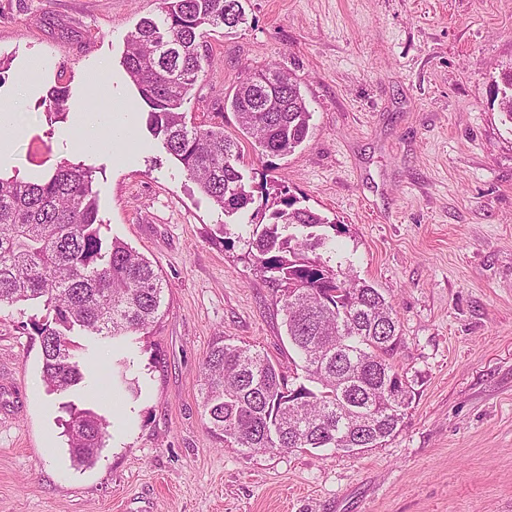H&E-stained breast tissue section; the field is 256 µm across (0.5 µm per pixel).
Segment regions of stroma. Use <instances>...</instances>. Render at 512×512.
Instances as JSON below:
<instances>
[{
    "label": "stroma",
    "instance_id": "obj_1",
    "mask_svg": "<svg viewBox=\"0 0 512 512\" xmlns=\"http://www.w3.org/2000/svg\"><path fill=\"white\" fill-rule=\"evenodd\" d=\"M245 21L212 34L211 63L186 112L237 135L224 97L276 64L312 113L305 142L267 157L241 138L237 168L264 223L275 193L338 228L319 252L394 305L395 359L411 402L382 446L257 452L208 429L201 368L216 338L293 367L281 305L256 276L236 219L137 121L124 162L74 152L61 136L78 99L112 109L139 94L126 37L159 0H0V99L27 94L12 175L63 161L94 170L101 233L158 268L165 315L150 336L92 346L123 362L72 396L42 380L43 307L0 306V512H512V0H241ZM41 76L24 82L30 62ZM109 63L110 85L89 82ZM69 86L66 116L50 89ZM228 225V243L211 237ZM107 422L89 467L71 460L67 402Z\"/></svg>",
    "mask_w": 512,
    "mask_h": 512
}]
</instances>
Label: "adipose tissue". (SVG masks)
Segmentation results:
<instances>
[{
    "label": "adipose tissue",
    "instance_id": "obj_1",
    "mask_svg": "<svg viewBox=\"0 0 512 512\" xmlns=\"http://www.w3.org/2000/svg\"><path fill=\"white\" fill-rule=\"evenodd\" d=\"M135 117V108L130 103L107 112L89 110L79 113L76 145L85 152L107 150L113 159L123 160L128 152L129 129Z\"/></svg>",
    "mask_w": 512,
    "mask_h": 512
}]
</instances>
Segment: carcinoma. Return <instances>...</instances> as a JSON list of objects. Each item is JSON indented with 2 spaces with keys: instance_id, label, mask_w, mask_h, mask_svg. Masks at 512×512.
I'll return each mask as SVG.
<instances>
[{
  "instance_id": "1",
  "label": "carcinoma",
  "mask_w": 512,
  "mask_h": 512,
  "mask_svg": "<svg viewBox=\"0 0 512 512\" xmlns=\"http://www.w3.org/2000/svg\"><path fill=\"white\" fill-rule=\"evenodd\" d=\"M243 20L240 0H160L158 18L127 37L123 65L147 107L145 121L222 212L242 213L253 192L237 174L238 143L216 123L187 118L184 104L209 58L216 29ZM501 112L512 121V72L502 79ZM69 86L45 99L59 115ZM241 131L269 156L308 137L310 112L300 85L275 68L249 72L224 100ZM93 170L64 163L38 180L0 177V305L37 303L52 320L35 323L49 391L70 392L85 380L74 341L121 342L149 336L164 316V284L144 256L101 236ZM336 228L292 199L247 240L260 278L281 292L283 323L298 361L285 374L267 355L218 341L203 362V412L224 444L261 451L373 448L391 436L410 404L396 368L397 312L373 286L315 252ZM73 462L90 466L105 446L106 422L66 405Z\"/></svg>"
}]
</instances>
